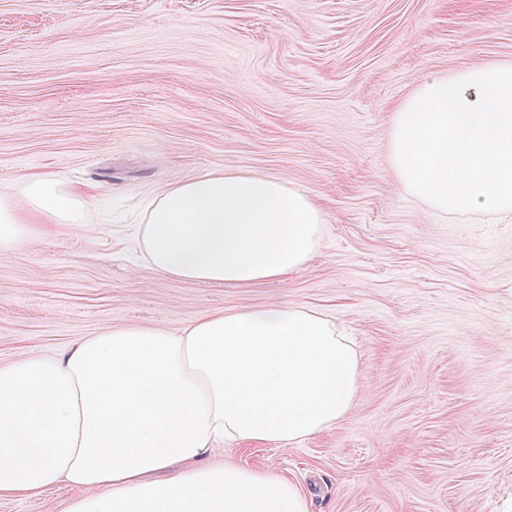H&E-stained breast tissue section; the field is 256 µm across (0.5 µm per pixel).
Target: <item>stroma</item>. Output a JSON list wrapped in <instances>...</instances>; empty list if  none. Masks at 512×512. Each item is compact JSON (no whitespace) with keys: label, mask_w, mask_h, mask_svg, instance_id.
Listing matches in <instances>:
<instances>
[{"label":"stroma","mask_w":512,"mask_h":512,"mask_svg":"<svg viewBox=\"0 0 512 512\" xmlns=\"http://www.w3.org/2000/svg\"><path fill=\"white\" fill-rule=\"evenodd\" d=\"M510 59L512 0H0V188L37 171L91 195L87 226L0 255V363L116 325L308 305L355 342L352 410L225 457L297 482L311 512H512V220L432 213L388 158L420 81ZM214 170L311 196L325 224L303 269L241 288L141 259L140 204Z\"/></svg>","instance_id":"obj_1"}]
</instances>
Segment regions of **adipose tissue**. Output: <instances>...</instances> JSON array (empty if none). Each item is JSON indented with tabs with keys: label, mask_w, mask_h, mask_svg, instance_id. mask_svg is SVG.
<instances>
[{
	"label": "adipose tissue",
	"mask_w": 512,
	"mask_h": 512,
	"mask_svg": "<svg viewBox=\"0 0 512 512\" xmlns=\"http://www.w3.org/2000/svg\"><path fill=\"white\" fill-rule=\"evenodd\" d=\"M88 195L45 173L0 189V254L88 221ZM312 198L261 173L213 171L146 205L143 260L168 278L240 287L305 266L322 240ZM361 387L324 312L279 301L114 326L0 364V496L75 492L62 512H311L301 487L214 464L234 443L293 445L336 426Z\"/></svg>",
	"instance_id": "ef3b65f1"
}]
</instances>
